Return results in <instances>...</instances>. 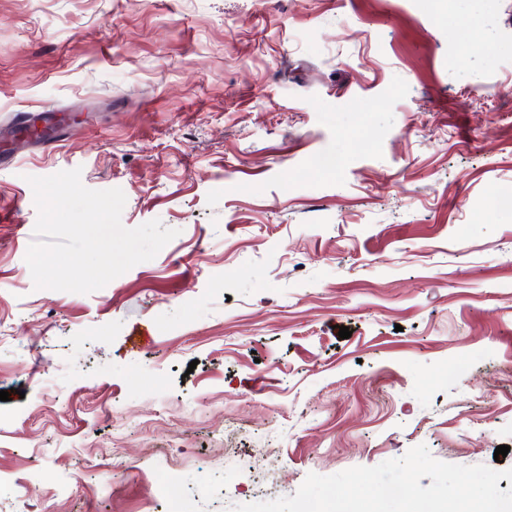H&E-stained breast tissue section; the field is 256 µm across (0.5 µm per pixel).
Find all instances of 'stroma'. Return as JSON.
Masks as SVG:
<instances>
[{
	"mask_svg": "<svg viewBox=\"0 0 512 512\" xmlns=\"http://www.w3.org/2000/svg\"><path fill=\"white\" fill-rule=\"evenodd\" d=\"M46 109L60 147L12 141ZM77 167L178 235L38 290L27 179ZM507 184L512 0H0V512H231L420 444L512 469Z\"/></svg>",
	"mask_w": 512,
	"mask_h": 512,
	"instance_id": "35a3bbf8",
	"label": "stroma"
}]
</instances>
